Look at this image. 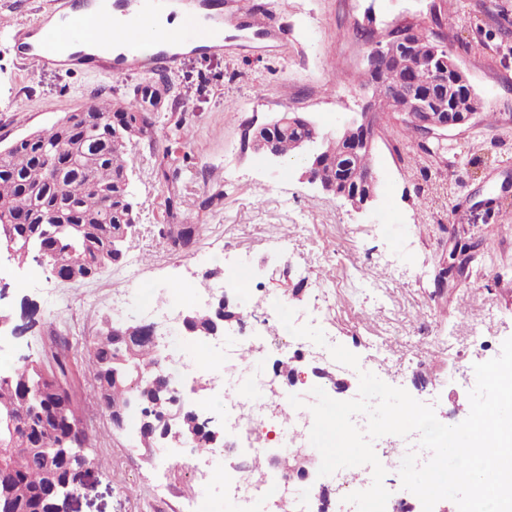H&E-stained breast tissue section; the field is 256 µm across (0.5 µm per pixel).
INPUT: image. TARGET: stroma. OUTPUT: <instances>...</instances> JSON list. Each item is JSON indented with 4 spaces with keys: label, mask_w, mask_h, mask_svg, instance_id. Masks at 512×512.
Returning <instances> with one entry per match:
<instances>
[{
    "label": "stroma",
    "mask_w": 512,
    "mask_h": 512,
    "mask_svg": "<svg viewBox=\"0 0 512 512\" xmlns=\"http://www.w3.org/2000/svg\"><path fill=\"white\" fill-rule=\"evenodd\" d=\"M282 23L281 40H243L233 4L224 6V52L184 59L157 76L152 61L124 81L85 71L33 70L0 46V146L50 128L100 96L137 103L151 135L128 146L133 159L136 231L122 264L77 285L33 260L0 267V313L22 327L5 344L12 362L42 356L51 336L69 340L73 391L92 373L85 342L112 317V295L136 283L158 300L178 288L222 294L223 256L246 257L259 303L250 324L274 334L264 297L305 315L323 306L319 327L367 362L398 375L437 419L453 424L468 404L475 364L497 357L512 337V0H253ZM442 13L448 54L481 100L476 118L422 148L402 137L398 115L381 114L372 164L377 201L357 212L300 178L299 164L272 171L244 146V130L283 112L324 130L363 105L364 48L353 30L407 20L432 27ZM191 217L190 250H172L164 224ZM286 252H279V244ZM94 461L74 512H185L198 483L191 469L145 453L112 429L97 406L85 409Z\"/></svg>",
    "instance_id": "obj_1"
}]
</instances>
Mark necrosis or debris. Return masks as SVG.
I'll list each match as a JSON object with an SVG mask.
<instances>
[{
  "instance_id": "obj_1",
  "label": "necrosis or debris",
  "mask_w": 512,
  "mask_h": 512,
  "mask_svg": "<svg viewBox=\"0 0 512 512\" xmlns=\"http://www.w3.org/2000/svg\"><path fill=\"white\" fill-rule=\"evenodd\" d=\"M328 342L324 348L287 331L271 338L241 327L232 330L230 337L199 342V349L213 358L212 366L203 369L188 364L191 352L176 338H161L160 374L174 393L185 396L189 383L206 380L213 401L224 410L223 444L214 446L209 455L187 453L182 460L199 471L208 470L213 459L224 460L222 497L231 512H319V496L323 493L331 496L333 512H356L355 506L344 500L355 487L343 471L321 478L318 491L303 494L297 490L296 478L277 467H268L261 476L250 478L232 466L237 459H269L297 448L311 455L316 452L310 442L313 415L309 407L298 404L287 385L269 373L247 369L241 351H250L258 361L270 350L326 360L330 345L337 339L332 336Z\"/></svg>"
}]
</instances>
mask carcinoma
<instances>
[{
    "instance_id": "carcinoma-1",
    "label": "carcinoma",
    "mask_w": 512,
    "mask_h": 512,
    "mask_svg": "<svg viewBox=\"0 0 512 512\" xmlns=\"http://www.w3.org/2000/svg\"><path fill=\"white\" fill-rule=\"evenodd\" d=\"M374 97L384 112H396V95L387 87H374ZM97 119L112 120L106 126ZM63 124L29 132V141L0 147V215L15 213L13 225L17 258L34 257L41 247L56 252L55 277L78 284L96 276L100 266L121 263L112 257V238L136 223L137 204L131 192L132 166L127 147L134 138L149 133V121L132 104L95 98L62 117ZM313 130L299 124L278 137L275 149L289 160L296 156L297 138ZM63 213L67 223L82 228V236H51L53 218ZM194 229L191 219L164 224L159 235L167 243L186 239ZM224 324V306H207L192 312L191 325L201 336ZM63 352L53 356L55 371L43 375L40 359L16 364L0 373V419L13 422L12 432L0 433V512H55L61 491L76 493L83 485L79 461L91 462L87 423L81 403L96 404L107 416L112 409L131 405L136 418H158L174 392L159 374L158 347L144 327L129 339L112 340V320H102L88 342L92 385L80 399H70L55 377H69V345L53 336ZM192 450L209 452L207 433L192 415L181 417Z\"/></svg>"
}]
</instances>
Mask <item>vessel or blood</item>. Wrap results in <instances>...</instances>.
<instances>
[{"instance_id": "obj_1", "label": "vessel or blood", "mask_w": 512, "mask_h": 512, "mask_svg": "<svg viewBox=\"0 0 512 512\" xmlns=\"http://www.w3.org/2000/svg\"><path fill=\"white\" fill-rule=\"evenodd\" d=\"M97 0H44L39 17L30 23H9L0 18V40L10 45L16 56L27 65L42 70L52 67L58 52L72 50L73 60L85 61L101 73L113 79H125L137 73L141 60L137 47L146 29L156 16L165 12L170 0H114V18L118 22L119 39L123 52L113 58L88 53L87 44L92 40L91 11ZM193 11L187 14L181 25L173 30L167 45L154 57L157 68L169 70L184 60L180 48L184 45L206 43L208 52H223L222 43L209 35L214 25L209 14L208 0H190ZM242 25L254 36H282L278 21L271 16L252 10L243 13Z\"/></svg>"}]
</instances>
